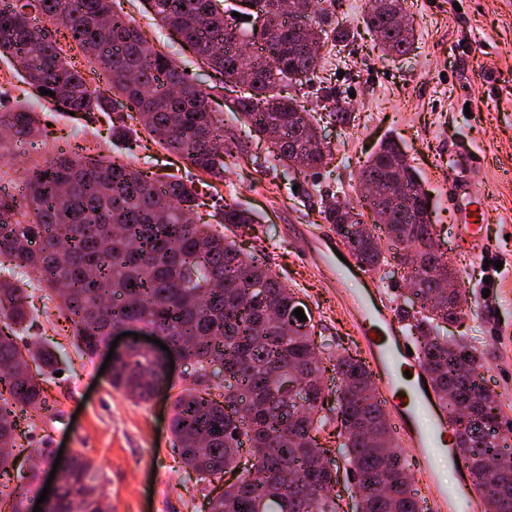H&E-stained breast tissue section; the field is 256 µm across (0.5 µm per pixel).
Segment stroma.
I'll return each mask as SVG.
<instances>
[{"label": "stroma", "instance_id": "35a3bbf8", "mask_svg": "<svg viewBox=\"0 0 512 512\" xmlns=\"http://www.w3.org/2000/svg\"><path fill=\"white\" fill-rule=\"evenodd\" d=\"M133 16L151 46L164 50L188 69L202 88L212 84L193 51L144 12L140 0H116ZM415 33V48L403 57L380 51L347 0H336L337 22L349 28L351 40L340 53L325 52L322 64L337 78L341 99L351 100L353 125L321 124L322 141L333 153L319 174L266 171L251 164L264 157L266 140L246 137L245 127L224 107L216 91L211 108L224 125L245 136L249 160L229 167L218 189L225 202L250 211L254 224L235 230L243 253L263 251L268 262L314 315L315 342L326 372V412L336 409L339 383L333 365L337 355L360 357L357 334L336 300V290L321 269L306 258L315 235L326 231L320 197L334 193L358 206L355 177L370 149L395 139L422 177L429 194L434 245L456 269L460 287L469 293L452 336H474L482 352L483 386L498 395L512 422V0H406ZM47 124L37 145L11 144L14 163L0 165V182L24 180V169L74 143L92 155L119 154L148 175L175 174L198 184L201 174L187 161L140 134L136 147L112 139L111 119L103 113L75 119L61 112L44 115ZM484 157L471 173L489 187L485 254L465 253L452 234L453 216L444 200L448 169L463 168L473 151ZM32 302L33 322L27 341L38 342L56 356L44 375L47 409L22 424L28 461L49 475L55 451L70 448L97 467L104 512H204L205 491L184 467L170 432L173 390L147 402L130 399L111 387L102 372L103 358L82 356L71 335L62 331L58 297L39 275L21 283Z\"/></svg>", "mask_w": 512, "mask_h": 512}]
</instances>
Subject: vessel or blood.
Here are the masks:
<instances>
[{
  "mask_svg": "<svg viewBox=\"0 0 512 512\" xmlns=\"http://www.w3.org/2000/svg\"><path fill=\"white\" fill-rule=\"evenodd\" d=\"M488 196L487 188L476 185L461 171L449 173L447 198L455 231L463 247L473 251L483 250L486 241ZM315 257L327 272L338 303L357 331L365 363L378 385V400L408 446L415 469L431 471L432 455L436 452L445 455L449 467H456L453 420L437 398L427 396L425 388L431 377L420 352H409L410 341L379 282L355 258L349 257L341 239L320 237ZM418 509L478 512L474 483L464 481L422 499Z\"/></svg>",
  "mask_w": 512,
  "mask_h": 512,
  "instance_id": "1",
  "label": "vessel or blood"
}]
</instances>
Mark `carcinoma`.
Masks as SVG:
<instances>
[{
	"label": "carcinoma",
	"mask_w": 512,
	"mask_h": 512,
	"mask_svg": "<svg viewBox=\"0 0 512 512\" xmlns=\"http://www.w3.org/2000/svg\"><path fill=\"white\" fill-rule=\"evenodd\" d=\"M38 10L64 30L91 68H99L103 92L91 87L76 64L63 55L47 28L30 22ZM160 25L177 34L210 69L221 88H235L246 73L249 86L226 107L270 142L263 163L309 175L327 166L331 151L318 137L317 118L287 93L297 70L306 76L307 94L327 117L348 125L349 108L339 100L332 78L319 75L325 45L342 46L349 32L336 23L321 0H289L284 15L278 0H255L256 8L226 7L224 0H146ZM397 0H370L364 21L389 54L413 51L414 31L390 22ZM237 12L250 17V30L238 26ZM311 19L300 45L292 18ZM0 56L10 60L31 92L54 110L84 117L112 111V137L126 136L125 118H137L154 142L181 155L214 179H224L226 159L248 156L246 145L211 112L210 94L164 52L149 46L140 27L114 9V0H24L0 8ZM55 96L41 94V89ZM0 126L12 142L35 143L41 135L37 112L27 105L0 113ZM403 172L394 189L393 168ZM23 201L0 195V264L37 272L59 293L62 318L88 357L108 345L113 329L142 322L175 352L192 362L194 375L172 402L171 435L183 464L197 481L233 471L243 446L252 467L208 499V512H254L267 499V512H338L329 495L338 468L325 466L319 435L336 422L344 470L355 483L361 512H418V490L409 481L407 460L394 449L385 411L373 396V381L362 360L336 358L334 370L346 394L336 415L323 408L326 367L308 319L300 331L272 313L292 307L295 292L257 254H245L224 232L196 220L198 189L175 175L151 177L119 160L86 158L73 146L44 164L25 170ZM372 186L369 204L385 225L392 255L383 251L374 225L364 214L321 198L323 219L332 225L351 255L368 271L387 279L394 261L411 267L414 298L397 308L400 321L420 346L438 399L456 416L455 448L482 482L485 512H512V448L505 441L501 401L478 382L482 353L474 342L444 334L460 318L466 293L442 288L455 278L441 255L430 251L433 225L415 201L421 177L394 140L380 142L358 173ZM217 223L235 228L254 223L250 213L210 194ZM32 313L19 280L0 279V477L10 474L23 453L16 412L44 408L41 369L55 362L37 345L22 348L19 330ZM224 366V392L213 394L206 366ZM39 368L32 369L33 364ZM163 363L133 349L116 364L109 384L147 401L165 380ZM94 463L81 452L64 468L51 512H100L101 490Z\"/></svg>",
	"instance_id": "cac0c4a2"
}]
</instances>
